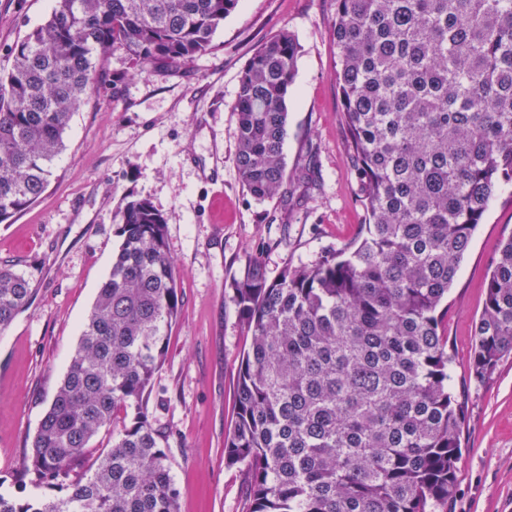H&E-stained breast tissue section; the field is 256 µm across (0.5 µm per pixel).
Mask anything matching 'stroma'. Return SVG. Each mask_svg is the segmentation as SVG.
Listing matches in <instances>:
<instances>
[{
    "label": "stroma",
    "mask_w": 512,
    "mask_h": 512,
    "mask_svg": "<svg viewBox=\"0 0 512 512\" xmlns=\"http://www.w3.org/2000/svg\"><path fill=\"white\" fill-rule=\"evenodd\" d=\"M52 0H0V72L7 48L42 24ZM333 0H239L188 69L132 74L108 50L107 90L76 112L45 192L0 224V261L32 278L29 305L0 330V492L61 496L21 478L24 456L112 268L116 214L144 198L166 219L179 312L155 372L148 416L168 435L180 512H247L248 471L228 465L239 368L250 338L226 296L248 257L269 278L360 235V181L336 80ZM288 30L299 53L288 99L284 197L260 202L235 165L232 112L255 48ZM307 174L305 187L291 177ZM512 237V185L492 200L448 295L442 323L454 354L452 386L467 407L450 512H512V356L490 380L469 375L472 332L490 263Z\"/></svg>",
    "instance_id": "35a3bbf8"
}]
</instances>
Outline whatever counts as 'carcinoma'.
<instances>
[{
    "mask_svg": "<svg viewBox=\"0 0 512 512\" xmlns=\"http://www.w3.org/2000/svg\"><path fill=\"white\" fill-rule=\"evenodd\" d=\"M239 0H54L0 75V224L45 191L73 115L108 49L140 72L189 67ZM332 24L352 163L366 215L359 242L268 279L249 259L229 300L251 336L224 456L250 476L247 512H437L448 505L467 408L451 386L442 319L488 204L512 183V0H335ZM298 45L259 44L238 80L236 167L258 201L286 183L283 145ZM166 219L146 199L120 210L118 251L86 316L23 475L69 488L0 493V512H179L167 436L148 419L153 376L178 316ZM32 295L0 264V328ZM512 354V237L491 264L470 378ZM132 409L89 475L90 441Z\"/></svg>",
    "mask_w": 512,
    "mask_h": 512,
    "instance_id": "obj_1",
    "label": "carcinoma"
}]
</instances>
